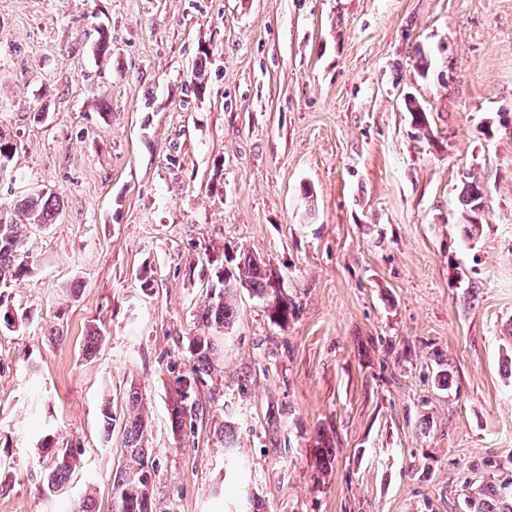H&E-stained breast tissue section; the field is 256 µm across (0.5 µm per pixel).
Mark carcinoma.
Returning <instances> with one entry per match:
<instances>
[{
  "mask_svg": "<svg viewBox=\"0 0 512 512\" xmlns=\"http://www.w3.org/2000/svg\"><path fill=\"white\" fill-rule=\"evenodd\" d=\"M467 211L461 215V227L469 239L480 230V212L484 209L483 192L477 186L469 189ZM57 197L43 192L33 193L19 201L12 210L0 209V288L31 273L29 263V232L32 227H46L59 213ZM244 288L259 298L268 299L276 324L288 321L289 298L281 289L273 287V277L265 264L252 257H244L234 269L216 273V280L207 281L208 304L201 311V331L187 337L190 371L178 380L179 387L168 409L172 433L194 426L198 417L205 415L206 406L196 399L198 384L215 372L219 360L218 338L212 329H227L237 317L236 296ZM139 393H127L129 406L124 423V449L121 463L112 472L111 512H157L154 496L157 467L149 465L151 449L142 446V436L148 421L140 412ZM236 426L224 422L220 434L224 438V461L227 467L237 466L233 448ZM55 466L45 475L48 490L63 487L78 466L80 450L57 448ZM490 476L481 481L468 496V512H512V475L500 478L493 473L500 465L486 463Z\"/></svg>",
  "mask_w": 512,
  "mask_h": 512,
  "instance_id": "cac0c4a2",
  "label": "carcinoma"
}]
</instances>
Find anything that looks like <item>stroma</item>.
Instances as JSON below:
<instances>
[{
  "label": "stroma",
  "mask_w": 512,
  "mask_h": 512,
  "mask_svg": "<svg viewBox=\"0 0 512 512\" xmlns=\"http://www.w3.org/2000/svg\"><path fill=\"white\" fill-rule=\"evenodd\" d=\"M0 132V208L62 206L0 290L28 315L0 328V512H110L133 387L159 512H467L487 462L512 474V0H0ZM245 255L288 321L241 292L173 434L202 280ZM468 197L466 200L467 211L461 215V227L465 236L472 239L474 234L482 227L480 212L484 209L483 192L479 186H470ZM55 466L45 475V484L49 491L62 488L78 466L80 450L77 448H57Z\"/></svg>",
  "instance_id": "1"
}]
</instances>
